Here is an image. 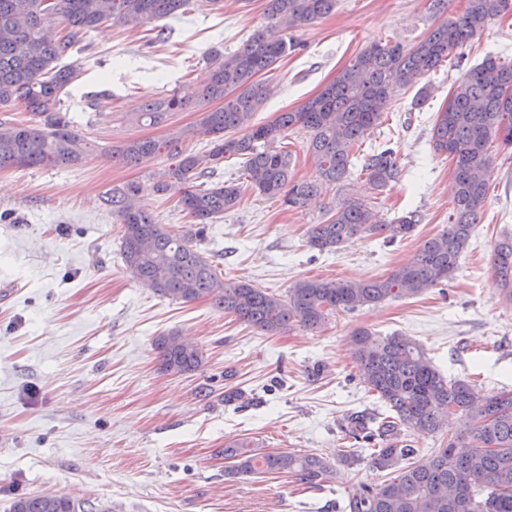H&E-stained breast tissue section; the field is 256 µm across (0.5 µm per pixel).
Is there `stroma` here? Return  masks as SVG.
<instances>
[{"label":"stroma","instance_id":"obj_1","mask_svg":"<svg viewBox=\"0 0 512 512\" xmlns=\"http://www.w3.org/2000/svg\"><path fill=\"white\" fill-rule=\"evenodd\" d=\"M267 0H195L187 13L136 30L106 23L70 60L81 75L61 96L76 130L94 143L75 167L0 170V512L21 494L78 493L112 512H341L342 482L305 489L283 474L225 475V443L247 439L266 451L338 462L341 426L354 412L380 410L349 351L352 331L398 333L419 343L447 378L488 395L512 390V302L496 287L492 253L512 236V152L491 148L481 220L453 276L420 295L329 314L316 331L268 336L200 300L178 303L135 281L120 253V224L101 203L112 187L141 188L140 205L179 230L189 220L155 178L161 155L113 161L127 140H161L196 123L198 107L155 126L134 121L142 104L172 91L191 94L211 49L232 52L268 26ZM438 23L427 0H338L334 12L295 29L297 50L261 80L267 101L254 124L295 110L374 42L410 46ZM165 41L149 44L157 30ZM415 88L397 89L367 134L390 143L400 174L383 190L360 169L302 207L247 186L241 158L213 178L241 184L240 204L211 224L200 249L224 278L285 295L303 278L377 279L410 261L448 224L452 163L430 146L436 112L464 70L485 57L512 58V16L492 20L465 49ZM357 198L386 217L413 211V234L386 243L359 238L337 251L308 243L338 200ZM175 331L197 343L203 362L187 374L160 370L154 339ZM238 390L245 401L225 404Z\"/></svg>","mask_w":512,"mask_h":512}]
</instances>
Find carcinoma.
Wrapping results in <instances>:
<instances>
[{
    "instance_id": "cac0c4a2",
    "label": "carcinoma",
    "mask_w": 512,
    "mask_h": 512,
    "mask_svg": "<svg viewBox=\"0 0 512 512\" xmlns=\"http://www.w3.org/2000/svg\"><path fill=\"white\" fill-rule=\"evenodd\" d=\"M336 5L337 0H267L266 14L291 32L328 16ZM190 6L191 0H0V110L21 107L31 115L23 122L0 118V170L81 164L87 141L73 129L60 98L80 72L58 62L103 23L138 28ZM509 10L512 0H466L462 12L410 47L374 42L316 96L261 125L252 123L266 99L257 76L270 71L293 42L270 40L257 30L231 54L211 50L199 97L218 107L162 142L132 139L117 152L116 158L127 164H141L163 150L177 158L156 189L176 198L192 221L190 229L181 232L158 223L137 206L135 182L105 193L103 204L123 225L126 271L158 295L181 303L204 299L264 335L283 334L294 326L317 330L331 312L414 297L448 280L480 221L493 164L489 146L497 140L512 147V64L492 56L465 71L431 128L434 151L447 155L453 166L449 224L385 278H306L278 296L220 277L214 262L193 241H203L206 226L237 206L241 187L224 181L201 189L194 180L214 174L224 159L238 156L244 159L251 188L282 198L290 207L305 204L324 186L341 184L350 176L354 148L387 110L391 87L416 85L451 55L462 64L461 50L491 19ZM188 106L189 100L178 93L166 94L146 103L137 121L159 124ZM295 127L309 133L316 182H292L291 153L275 146L282 133ZM229 130L242 135H225ZM199 137L210 140L207 154L183 148ZM360 162L361 171L378 189L399 173L396 153L386 144L363 154ZM417 224L414 212L389 220L367 204L345 198L327 219L312 225L309 244L322 252L361 237L394 241L409 236ZM492 261L496 286L512 302V238L497 244ZM350 345L360 380L379 396L384 412L350 414L344 433L357 443L374 444L367 457L370 467L395 477L375 485L348 483L342 512H512V391L480 395L464 380L445 378L406 336L381 337L356 329ZM154 349L168 373H189L202 364V350L183 344L173 331L158 336ZM450 412L467 415L468 428L427 459H417L421 449L411 444L408 431L434 433ZM222 453L234 474H285L309 488L322 487L333 472L331 463L319 455L265 452L247 440L226 444ZM11 512L111 510L42 493L17 496Z\"/></svg>"
}]
</instances>
